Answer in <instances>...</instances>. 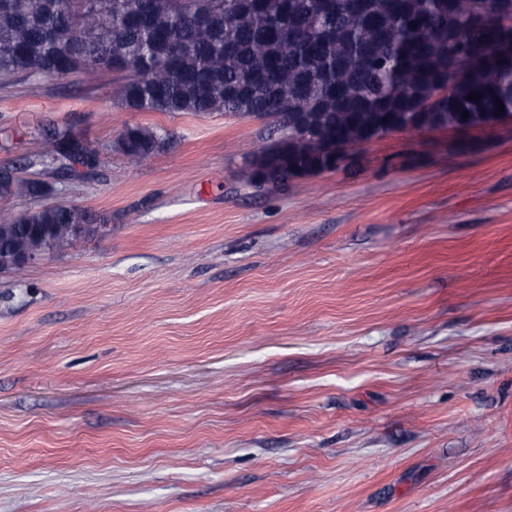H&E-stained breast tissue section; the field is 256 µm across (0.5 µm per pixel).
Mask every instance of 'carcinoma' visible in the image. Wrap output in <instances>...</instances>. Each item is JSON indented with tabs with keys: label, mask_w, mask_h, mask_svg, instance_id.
<instances>
[{
	"label": "carcinoma",
	"mask_w": 512,
	"mask_h": 512,
	"mask_svg": "<svg viewBox=\"0 0 512 512\" xmlns=\"http://www.w3.org/2000/svg\"><path fill=\"white\" fill-rule=\"evenodd\" d=\"M473 2L475 14L458 0H0V84L124 72L118 99L129 111L273 120L288 140L255 155L253 175L332 172L326 142L406 127L460 131L512 113V28L493 7L512 9V0ZM44 137L53 149L24 167L88 178L101 164L67 130ZM169 139L128 125L115 149L156 154ZM52 191L0 167L1 201H38L0 225V239L27 242L24 224L104 223L87 208L44 202Z\"/></svg>",
	"instance_id": "cac0c4a2"
}]
</instances>
